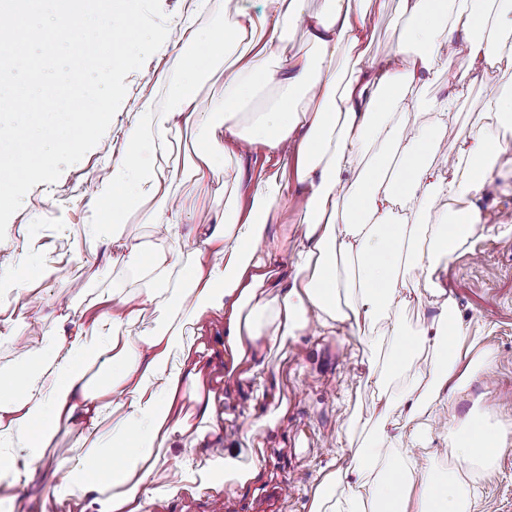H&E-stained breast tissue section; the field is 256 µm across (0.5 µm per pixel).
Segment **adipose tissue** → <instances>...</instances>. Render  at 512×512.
<instances>
[{"label": "adipose tissue", "instance_id": "obj_1", "mask_svg": "<svg viewBox=\"0 0 512 512\" xmlns=\"http://www.w3.org/2000/svg\"><path fill=\"white\" fill-rule=\"evenodd\" d=\"M264 2L255 11L250 0H236L234 23L221 29L185 21L171 110L159 112L148 99L136 104L123 153L90 200L97 219L91 232L112 241L148 287L137 298L113 289L99 312L70 307L67 330L43 331L26 367L0 375V485L25 487L61 430L76 425L93 442L83 454L58 453L46 493L59 502L88 497L95 512H150L160 498L217 493L227 483L252 480L255 469L227 454L187 462L170 482H156L165 450L191 429L179 408L185 391L195 388L202 417L213 413L212 395L199 390V367L208 356L201 320L209 312L223 314L224 358L239 369L256 359L269 319L280 341L304 331L312 311L322 326L342 325L358 336L383 325L387 361L368 365L366 374L383 403L377 432L348 464L322 478L309 512H470L469 475L512 439L511 427L487 423L474 409L464 424L448 427L454 469L412 464L397 448L403 441L420 446L424 405L449 400L491 361L482 353L475 364L465 363L468 329L432 277L482 222L478 202L512 130V94L489 97L486 123L461 128L452 164L437 162L435 146L468 76L512 65V0H398L409 25L371 60L363 48L368 13L353 0H325L315 13L306 12L305 0ZM297 24L307 28L313 54L284 53L281 36ZM346 55L352 67L342 84L337 64ZM219 63L224 98L216 111H201V79ZM439 66L448 93L431 104L432 126L408 124L409 92ZM264 79L287 83L289 92L242 131L240 107ZM179 121L195 131L189 174L198 183L209 182L224 153L240 142L262 145L275 164L255 184L248 208L206 226L186 265L179 251L124 231L126 213L139 210L156 234L178 237L185 207L173 201L160 159ZM288 165L294 176L286 181L278 170ZM297 192L306 200L297 259L287 287L265 302L275 258L260 245L275 206ZM436 196L447 210L435 222L425 204ZM410 265L430 278L439 313L409 336L397 307L411 294L404 280ZM152 305L165 309L160 325L137 338L123 335L122 326ZM420 351L432 356L423 371L413 367ZM99 363L111 366L112 381L94 390L89 371ZM406 372L410 384L390 392ZM341 486L347 494L340 501Z\"/></svg>", "mask_w": 512, "mask_h": 512}]
</instances>
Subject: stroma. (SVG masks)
Returning a JSON list of instances; mask_svg holds the SVG:
<instances>
[{
	"mask_svg": "<svg viewBox=\"0 0 512 512\" xmlns=\"http://www.w3.org/2000/svg\"><path fill=\"white\" fill-rule=\"evenodd\" d=\"M161 7L169 17L168 37L139 70L126 77V95L103 138L55 183H40L31 189L7 223L6 236L13 246L0 249L1 270L36 257L57 267L58 273L32 283L21 299L0 297V320L39 323L38 331L26 334L21 342L0 341L2 373L24 365L23 348H37L42 330L58 328L66 305L91 307L111 289L121 288L133 295L142 287L133 270L117 263L118 250L111 241L90 240L95 217L89 200L113 160L123 153L124 134L135 121L134 103L150 99L158 110H169L170 62L183 44L181 20L194 15L203 26L233 21V12L224 0H208L202 14L195 0H161ZM406 25L397 11V0H385L372 16L375 36L370 55L382 53ZM496 93H512V68L471 76L466 94L456 103L455 120L437 135L439 154H453L462 126L483 122L484 104ZM171 191L194 205L181 230V258L185 261L194 247L198 225L213 223L215 213L223 212L227 202L237 201L242 209L248 205L247 196H234L231 187L217 181L200 186L179 175ZM481 207L485 225L499 227V234L478 238L474 249H463L437 272L441 286L469 325L465 344L471 354L489 350L496 356L491 369L478 372L453 396L448 411L458 424L475 406L490 419L512 421V233L502 230L503 225H512V189L490 188ZM304 215L301 199L281 202L262 250L290 249ZM203 325L216 355L211 365L203 366L202 383L213 394L219 432L199 442L184 437L171 449L158 478L167 482L186 460L226 452L256 466L258 473L246 485L226 484L220 498L186 494L156 501L151 512H212L220 499L233 503L235 512H257V500L279 486L285 487L286 493L271 512H309L313 490L323 473L346 463L374 425L379 407L363 373L368 362L382 361L388 348L380 328L370 329L364 344L349 333L316 323L285 347L260 343L256 370L241 380L228 372L219 353L222 316L207 315ZM269 414L278 419L275 427L262 423ZM50 473L51 464L46 461L28 487L16 491L0 488V512H80L74 502L59 503L46 495ZM473 512H512V443L484 467Z\"/></svg>",
	"mask_w": 512,
	"mask_h": 512,
	"instance_id": "35a3bbf8",
	"label": "stroma"
}]
</instances>
